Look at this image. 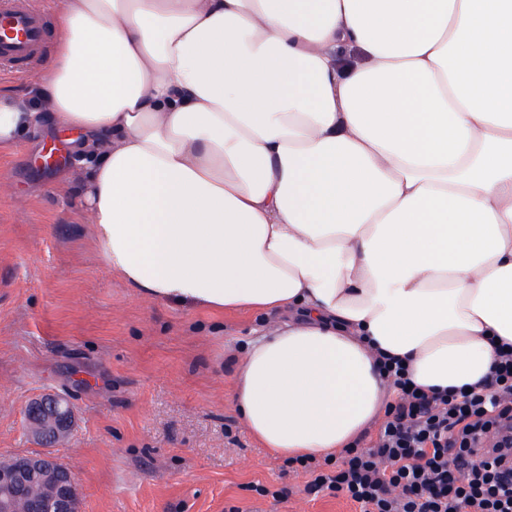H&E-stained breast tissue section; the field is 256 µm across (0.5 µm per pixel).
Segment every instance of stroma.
I'll list each match as a JSON object with an SVG mask.
<instances>
[{
    "instance_id": "1",
    "label": "stroma",
    "mask_w": 512,
    "mask_h": 512,
    "mask_svg": "<svg viewBox=\"0 0 512 512\" xmlns=\"http://www.w3.org/2000/svg\"><path fill=\"white\" fill-rule=\"evenodd\" d=\"M78 132L46 122L0 148V461L51 454L81 512H355L270 455L227 400L226 346L260 315L153 304L108 271L78 194ZM65 398L74 423L46 445L26 408ZM266 486V497L253 485Z\"/></svg>"
}]
</instances>
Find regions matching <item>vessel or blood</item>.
<instances>
[{"mask_svg":"<svg viewBox=\"0 0 512 512\" xmlns=\"http://www.w3.org/2000/svg\"><path fill=\"white\" fill-rule=\"evenodd\" d=\"M45 47V22L32 0H0V64L27 71Z\"/></svg>","mask_w":512,"mask_h":512,"instance_id":"obj_1","label":"vessel or blood"}]
</instances>
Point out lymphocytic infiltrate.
Listing matches in <instances>:
<instances>
[{"instance_id":"1","label":"lymphocytic infiltrate","mask_w":512,"mask_h":512,"mask_svg":"<svg viewBox=\"0 0 512 512\" xmlns=\"http://www.w3.org/2000/svg\"><path fill=\"white\" fill-rule=\"evenodd\" d=\"M380 369L396 398L375 439L343 449L331 470L297 459L306 492L345 497L359 512H512V346L467 391L427 392L390 356Z\"/></svg>"}]
</instances>
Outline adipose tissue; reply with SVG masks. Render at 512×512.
Segmentation results:
<instances>
[{"label":"adipose tissue","mask_w":512,"mask_h":512,"mask_svg":"<svg viewBox=\"0 0 512 512\" xmlns=\"http://www.w3.org/2000/svg\"><path fill=\"white\" fill-rule=\"evenodd\" d=\"M43 103L0 146L84 135L80 207L139 297L265 320L229 401L325 458L390 399L512 344V0H62Z\"/></svg>","instance_id":"1"}]
</instances>
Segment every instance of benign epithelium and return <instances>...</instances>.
<instances>
[{
  "instance_id": "benign-epithelium-1",
  "label": "benign epithelium",
  "mask_w": 512,
  "mask_h": 512,
  "mask_svg": "<svg viewBox=\"0 0 512 512\" xmlns=\"http://www.w3.org/2000/svg\"><path fill=\"white\" fill-rule=\"evenodd\" d=\"M73 412L67 401L48 394L27 414L31 435L53 441L70 431ZM74 473L48 455L21 456L0 463V512H79Z\"/></svg>"
}]
</instances>
